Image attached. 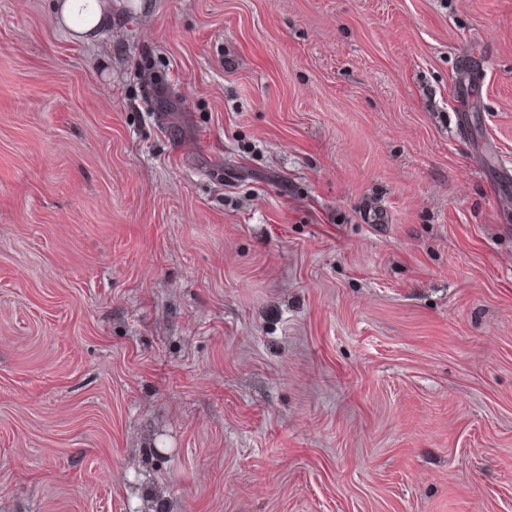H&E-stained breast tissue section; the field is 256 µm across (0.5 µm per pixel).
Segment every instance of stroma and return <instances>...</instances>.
<instances>
[{
	"label": "stroma",
	"mask_w": 512,
	"mask_h": 512,
	"mask_svg": "<svg viewBox=\"0 0 512 512\" xmlns=\"http://www.w3.org/2000/svg\"><path fill=\"white\" fill-rule=\"evenodd\" d=\"M0 0V512H512V0ZM55 16L58 22L85 38L112 28V9L105 8L100 0L56 2Z\"/></svg>",
	"instance_id": "stroma-1"
}]
</instances>
